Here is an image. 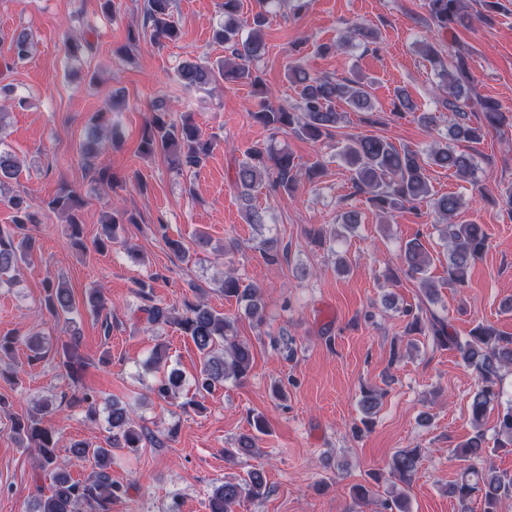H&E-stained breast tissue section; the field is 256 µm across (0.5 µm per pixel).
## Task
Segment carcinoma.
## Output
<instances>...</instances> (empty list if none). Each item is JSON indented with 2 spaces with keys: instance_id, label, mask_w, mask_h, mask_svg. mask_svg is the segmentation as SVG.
<instances>
[{
  "instance_id": "carcinoma-1",
  "label": "carcinoma",
  "mask_w": 512,
  "mask_h": 512,
  "mask_svg": "<svg viewBox=\"0 0 512 512\" xmlns=\"http://www.w3.org/2000/svg\"><path fill=\"white\" fill-rule=\"evenodd\" d=\"M171 2L145 0L142 27L128 28L127 41L136 44L147 34L155 43L178 42L182 32L173 20ZM280 2L282 0H258V9L250 16L242 17L241 0H224V23L214 33L215 40L224 44V58L205 64L188 60L177 69V81L188 92L202 90L219 81L227 85H248L258 99L256 110L251 112L255 122L274 133L290 132L312 143H320L332 138L340 128L344 120L342 107L358 112L376 111L373 83L362 77L337 79L315 74L294 64L288 66L287 78L299 90L298 104L293 108L273 104L257 62L266 52L264 30L269 13ZM423 6L436 36L423 38L418 48L439 79L436 111H420L405 90L397 89L393 112L400 116L409 114L426 127L435 126L441 118L448 117L451 142H438L421 151L398 147L379 135H350L340 156L351 174L356 192L364 195L381 214L388 216L407 204L424 202L428 205L436 222L441 224V239L447 248L448 283L462 284L468 270L485 251L487 234L480 224L455 222L461 207L460 198L453 193L434 192L428 168L446 169L461 179L473 178L474 155L457 150L455 143L479 144L491 132L512 124V115L497 100L477 92L475 78L467 63L468 49L457 41L451 48H446L445 36L472 25L471 0H424ZM353 41L366 51L380 50L376 30L354 21L341 39L319 44L316 51L323 56L330 55ZM33 45L31 34L21 30L11 36L6 53L13 62H24L31 56ZM108 121L107 112H97L89 118L88 135L80 147L81 160L98 156L97 145ZM212 148L213 141L202 135L191 114L185 113L174 119L164 103L157 102L145 120L137 151L149 158L160 155L172 169L182 172L204 166ZM324 172V166L319 162L300 170L291 154L275 149L270 143L250 144L236 164L234 179L248 223L259 228L265 226L263 211L252 204L253 191L264 187L271 195L289 193L300 176L313 181L322 178ZM17 175L13 156L0 151V186ZM8 204L12 210V224L0 227V288L13 285V272L29 262L36 250L35 240L22 235V231L27 225L38 222V211L47 210L63 216L65 234L74 245L83 246L80 219L83 199L73 189L62 186L53 197L39 202L14 195L8 199ZM115 224V215H106L102 235L95 241L97 250L112 247L116 240ZM401 259L406 274L417 281L423 298L433 301L438 294V285L428 275L431 255L425 245L418 239L407 242L401 250ZM220 290L225 297L242 304L249 317L263 321V298L258 285L228 273L224 275ZM137 294L151 302L144 308L148 324L172 327L189 337L197 348L201 362L193 378L195 393H210L229 379L242 382L249 377L254 354L252 345L238 336L237 319L215 310L199 297L193 301L184 300L180 308L156 304L153 287L146 281L138 283ZM43 302L55 319L73 313L70 289L55 279L45 281ZM406 315L410 319V330L430 337L440 348L459 354L465 366L475 374L476 388L469 404L475 432L455 450V454L467 461H477L486 453L485 416L501 399V371L512 367V336L503 334L489 323L479 322L462 339L451 330L447 319L435 313L425 316L421 308L416 312L408 308ZM21 343L29 351V363L35 364L44 357L46 347L37 334L22 340L16 336H1L0 361L10 359ZM57 354L71 378H76L77 367L82 365L76 330H70ZM184 383L183 374L172 368L162 373L151 391L160 399H173L178 397ZM75 405L83 408L89 420L98 419V400L94 391L83 387L73 393L67 406ZM108 425L111 436L104 448L89 442L70 443L74 458L91 456L95 460L96 471L81 481L73 479L67 464L59 461L54 431L41 426L40 421L32 417L13 420L12 431L18 441L38 448L40 469H50L54 473L55 487L50 494L36 488L37 508L33 512H79L81 506L89 512H110L112 502L127 494L126 487L112 481L109 472L112 456L117 451H137L148 440V433L117 401L109 408ZM250 426L252 432L241 435L235 447L224 449L225 456L236 458L256 452L261 436L268 433V424L263 416L256 415ZM494 430L512 444V403L498 414ZM422 454L420 448L397 451L389 463V476L411 486L421 465ZM472 474L473 479H463L448 488V494L460 505V512H471L470 504L475 500L482 503L483 512H498L501 501L512 497V477L483 475L475 468ZM265 495L267 484L263 473L254 469L241 481L226 480L214 487L209 496V512H236V507L243 501L258 500Z\"/></svg>"
}]
</instances>
